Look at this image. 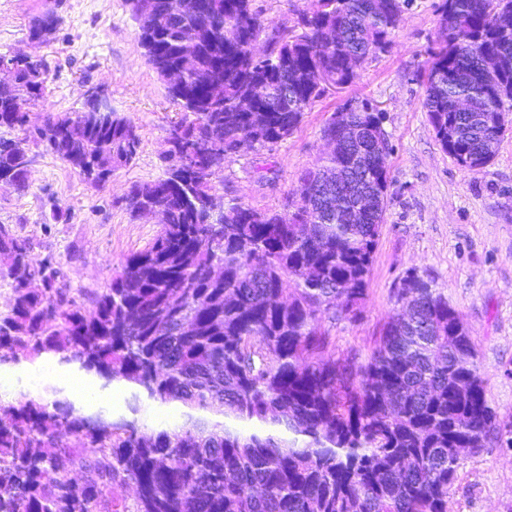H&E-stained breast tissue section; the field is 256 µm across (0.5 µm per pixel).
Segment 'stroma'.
<instances>
[{"instance_id": "stroma-1", "label": "stroma", "mask_w": 512, "mask_h": 512, "mask_svg": "<svg viewBox=\"0 0 512 512\" xmlns=\"http://www.w3.org/2000/svg\"><path fill=\"white\" fill-rule=\"evenodd\" d=\"M442 0H411L388 52L369 59L348 87L329 89L275 151L243 152L211 178L217 194L258 211L281 208L301 174L324 152L322 128L349 101L383 114L391 153L385 220L369 289L355 320L325 322L339 359L364 360L394 308L409 270L433 278L459 313L478 352L490 405L512 416V129L493 160L463 170L445 152L423 108L424 67L442 39ZM59 19L45 44L28 37L30 20ZM26 53L49 69L44 109L78 110L100 90L136 123L135 160L98 188L44 146L33 147L25 190L0 185V224L29 238L36 257L53 256L72 288H106L113 271L147 247L159 223L131 220L120 203L128 187L162 176L167 129L181 112L148 66L125 0H0V53ZM450 512H512V450L497 446L463 462Z\"/></svg>"}]
</instances>
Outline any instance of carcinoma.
<instances>
[{
	"mask_svg": "<svg viewBox=\"0 0 512 512\" xmlns=\"http://www.w3.org/2000/svg\"><path fill=\"white\" fill-rule=\"evenodd\" d=\"M409 2L312 0L294 25L271 28L254 0H130L146 62L182 116L167 129L163 176L132 184L120 203L133 220L161 208L165 222L107 288L77 295L51 257L0 224L12 292L0 311V371L48 359L126 383L134 418L88 413L59 387L0 393V512H448L463 461L492 442L512 448L469 331L429 276L401 279L365 361L328 349L322 319L355 315L388 203L382 113L366 102L334 113L322 134L340 137L336 154L300 176L281 211L226 202L209 183L232 156L292 136L326 81L349 86L387 51ZM504 14L512 0H444L425 72L436 139L481 167L506 131L489 113L512 111ZM57 26L47 12L29 38L44 44ZM191 32L198 44L187 53ZM257 39L262 61L248 51ZM1 63L16 78L0 86V182L25 190L41 143L97 187L136 157L138 127L103 110L105 95L33 121L46 65L28 54ZM461 96L471 104L457 112ZM356 186L372 189L364 213ZM145 401L187 412L148 430L135 418ZM116 483L137 487L134 510L112 498Z\"/></svg>",
	"mask_w": 512,
	"mask_h": 512,
	"instance_id": "cac0c4a2",
	"label": "carcinoma"
}]
</instances>
